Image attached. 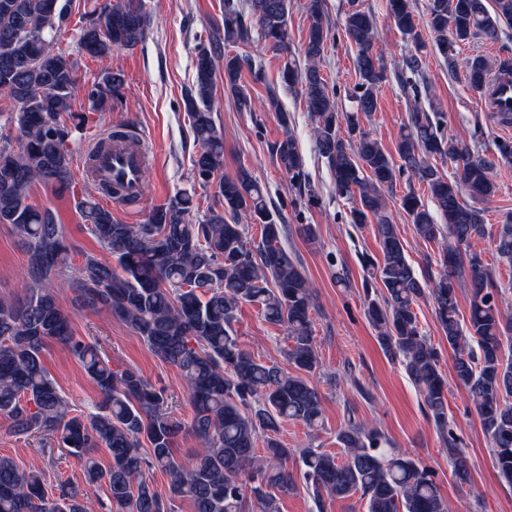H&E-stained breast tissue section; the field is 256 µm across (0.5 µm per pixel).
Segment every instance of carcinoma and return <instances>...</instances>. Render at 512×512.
<instances>
[{"mask_svg":"<svg viewBox=\"0 0 512 512\" xmlns=\"http://www.w3.org/2000/svg\"><path fill=\"white\" fill-rule=\"evenodd\" d=\"M427 0L426 25L448 67L459 66L458 46L475 36L495 41L512 25V0ZM261 40L271 48L290 46L288 0H250ZM387 12L416 53L397 65L394 75L414 108L400 133L395 164L360 124L378 110L377 91L387 79L382 56L374 50L371 12L346 13L344 32L357 48L359 82L350 98L354 111L338 110L335 92L320 63L330 37L324 0H308L305 66L288 61L282 82L304 97L319 156L326 159L337 195L353 201L351 223L375 226L382 261L377 267L381 298L364 304L384 352L399 360L423 397L428 417L447 445L453 476L470 483L448 422L447 383L441 355L418 326L414 306L432 301L455 378L489 435L499 479L512 487V316L497 302L495 270L471 250L485 235V209L478 202L496 192L492 162L445 134L437 113L421 107L425 46L413 0H387ZM66 0H0V99L9 103L16 135L0 134V224L11 227L26 258L23 275L31 282L18 299H0V416L16 434H52L59 447L83 461L84 488L48 493L44 474L25 470L0 456V512H89L90 491L104 483L106 512H174L187 498L195 512H247L256 498L261 512H280V497L293 490L290 464L299 463L317 512L325 500L360 494L367 512H450L434 474L415 459L387 447L377 430L348 417L336 434L338 456L321 448H289L280 438L287 421L318 430L323 401L308 375L319 367L313 330L314 294L296 254L282 244L287 226L277 222L267 191L245 168L216 183L220 209L194 216V195L183 191L151 209L143 224H120L112 211L90 195L75 199L85 229L105 250L99 256L77 250L64 225L48 207L27 202L29 188L42 183L57 193L75 194L68 141L77 115V60L60 43L67 26ZM150 24L139 0H115L83 15L78 49L93 58L138 45ZM251 29L237 0H224V44H246ZM224 60V92L239 110L253 111L241 83L242 69H261L250 56L228 55L218 44L198 49L196 77L186 94L190 126L199 147L194 169L207 186L224 168V131L212 112L215 64ZM470 88L482 91L492 64L483 56L463 60ZM125 83L120 71L106 72L87 91L98 110L112 109ZM282 131L273 152L282 172L297 188L309 190L305 162L291 117L274 88L267 91ZM455 165L454 176L438 162ZM406 183L401 207L415 235L440 246L441 271L418 274L408 260L398 225L387 213L386 194ZM425 187L433 207L416 193ZM260 227V240L250 228ZM494 251L512 266V223L497 230ZM81 260L74 261V256ZM471 290L466 317L460 316L458 289ZM73 295L82 309L106 313L142 338L155 357L177 368L192 416L186 423L168 412L167 395L141 373L112 364L100 349L74 336L60 298ZM255 306L263 320L284 329L292 345L286 362L268 363L234 334L240 304ZM49 342L69 348L101 399L88 413H74L49 376L43 351ZM191 432L199 448L187 466L174 455V443ZM149 448H142V441ZM262 454H257V443ZM106 448L108 467L91 453ZM168 478V498L148 475Z\"/></svg>","mask_w":512,"mask_h":512,"instance_id":"1","label":"carcinoma"}]
</instances>
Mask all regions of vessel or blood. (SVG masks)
Returning a JSON list of instances; mask_svg holds the SVG:
<instances>
[{
	"instance_id": "1",
	"label": "vessel or blood",
	"mask_w": 512,
	"mask_h": 512,
	"mask_svg": "<svg viewBox=\"0 0 512 512\" xmlns=\"http://www.w3.org/2000/svg\"><path fill=\"white\" fill-rule=\"evenodd\" d=\"M481 104L500 126L512 125V76L500 74L492 78L481 94ZM145 166L142 137L135 134L103 152L90 175L98 182L122 184L127 195L136 196L140 193V178Z\"/></svg>"
}]
</instances>
